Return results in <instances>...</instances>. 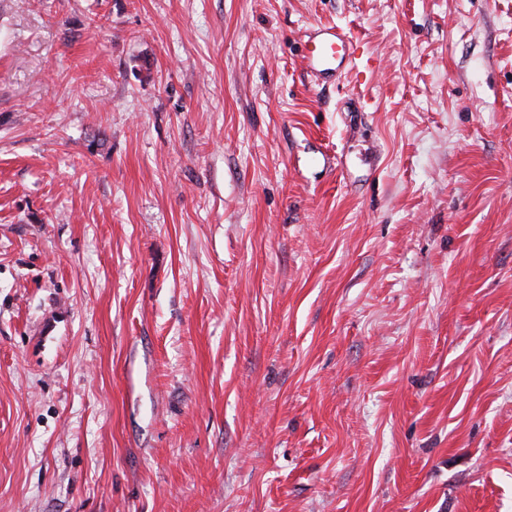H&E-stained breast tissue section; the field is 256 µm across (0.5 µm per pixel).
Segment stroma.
Here are the masks:
<instances>
[{
  "instance_id": "stroma-1",
  "label": "stroma",
  "mask_w": 512,
  "mask_h": 512,
  "mask_svg": "<svg viewBox=\"0 0 512 512\" xmlns=\"http://www.w3.org/2000/svg\"><path fill=\"white\" fill-rule=\"evenodd\" d=\"M0 512H512V0H0ZM307 65L318 79L340 81L355 71L356 82L363 73L358 69L359 46L335 25H317L307 34ZM359 56V57H358Z\"/></svg>"
}]
</instances>
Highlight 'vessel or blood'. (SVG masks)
Wrapping results in <instances>:
<instances>
[{"label": "vessel or blood", "instance_id": "b4317fda", "mask_svg": "<svg viewBox=\"0 0 512 512\" xmlns=\"http://www.w3.org/2000/svg\"><path fill=\"white\" fill-rule=\"evenodd\" d=\"M307 65L324 81H339L358 68L359 47L353 38L334 25H318L307 35Z\"/></svg>", "mask_w": 512, "mask_h": 512}]
</instances>
